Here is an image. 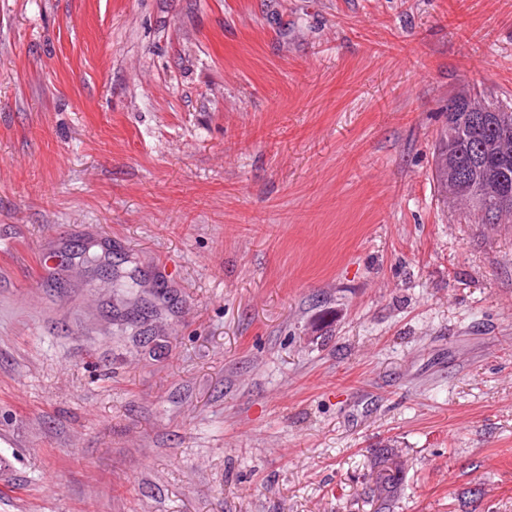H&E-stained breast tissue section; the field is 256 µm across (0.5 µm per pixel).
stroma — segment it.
I'll return each mask as SVG.
<instances>
[{
    "instance_id": "obj_1",
    "label": "stroma",
    "mask_w": 512,
    "mask_h": 512,
    "mask_svg": "<svg viewBox=\"0 0 512 512\" xmlns=\"http://www.w3.org/2000/svg\"><path fill=\"white\" fill-rule=\"evenodd\" d=\"M464 90L512 0H0V512H512ZM376 478L373 492L379 497L389 498L394 495L403 474L404 463L392 450L383 451L374 462Z\"/></svg>"
}]
</instances>
